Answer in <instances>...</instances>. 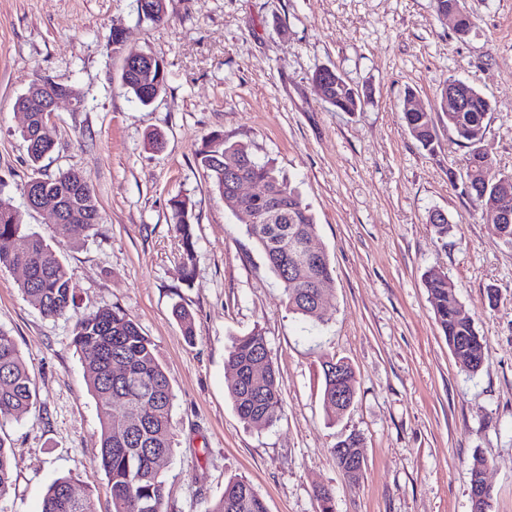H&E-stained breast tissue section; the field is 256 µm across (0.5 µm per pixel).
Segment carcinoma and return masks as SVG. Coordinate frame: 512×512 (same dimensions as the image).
Returning <instances> with one entry per match:
<instances>
[{"mask_svg":"<svg viewBox=\"0 0 512 512\" xmlns=\"http://www.w3.org/2000/svg\"><path fill=\"white\" fill-rule=\"evenodd\" d=\"M465 0H435L437 18L457 13L455 32L471 30L473 20L464 6ZM140 20L158 24L166 14L160 13L162 0H136ZM122 88L141 105L149 100L141 92L139 80L131 74L121 81ZM462 92L473 102L466 112L448 113V129L464 145L471 137L485 133L491 105L480 92L468 84ZM325 101L342 112H355L361 104L360 92L348 83L330 85ZM39 113H31L30 126L22 131L32 166L54 147L49 138L37 135ZM403 121L410 135L424 148L431 149L436 132L428 112H405ZM198 166L211 178L219 195L226 194L228 170L236 166L244 175L260 183L264 189L288 195L287 217L280 224H261L249 234L262 250L269 268L281 283L288 310L305 319L320 321L323 312L315 306L317 284L332 277L330 260L316 266L293 249L299 236L316 233L314 217L299 193L279 177L273 166L255 161L242 143H229L219 135L205 140L196 152ZM25 189L44 196L59 198L64 217L77 216L81 223L72 225L70 236L79 235L101 222L96 194L81 181L73 169L49 178L34 177ZM174 230L180 244V260L184 276L194 272V232L189 200H170ZM24 266L28 275L19 288L22 295L45 317L58 318L76 307V285L72 271L59 259L52 246L42 237L25 230L21 213L11 201L0 197V268ZM435 320L448 347L464 370L476 372L484 359V342L472 321L461 316L455 283L438 268L425 273ZM73 344L81 351L100 349L101 358L85 366L84 379L101 402L99 413L100 466L104 470L112 495L113 512H165L163 473L173 448V392L167 373L150 339L120 311L102 309L80 316L75 324ZM265 361V372H253L257 360ZM120 360L125 373L115 377L111 362ZM226 366L236 368V376L227 385L228 397L239 418L253 426H269L282 407L281 389L267 341L258 329L234 339ZM320 365L324 380L322 403L328 417L336 419V371L343 374L342 384L355 389V374L343 358L323 355ZM32 379L14 339L0 331V421L22 418L33 405ZM131 408L142 421L134 426L125 415L111 413V408ZM11 485V449L0 438V501ZM72 480L56 479L48 488L41 512H95L94 500L85 495L76 500L67 496ZM206 512H267L264 500L244 478H231L222 496L210 504Z\"/></svg>","mask_w":512,"mask_h":512,"instance_id":"cac0c4a2","label":"carcinoma"}]
</instances>
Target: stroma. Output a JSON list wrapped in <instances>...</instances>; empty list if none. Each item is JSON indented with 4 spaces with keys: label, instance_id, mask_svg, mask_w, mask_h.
<instances>
[{
    "label": "stroma",
    "instance_id": "1",
    "mask_svg": "<svg viewBox=\"0 0 512 512\" xmlns=\"http://www.w3.org/2000/svg\"><path fill=\"white\" fill-rule=\"evenodd\" d=\"M475 19L461 37L433 0H167L158 25L135 0H0V196L28 231L73 271L77 308L43 317L21 294L19 269L0 270V329L32 376L36 400L0 424L12 445V485L0 512H41L48 485L69 477L112 512L97 463L99 403L73 344L78 316L114 309L153 342L170 378L174 445L166 512H206L229 478L247 479L268 512H318L330 487L335 512H471L470 468L486 461L488 512H512V246L461 191L467 148L456 141L440 91L453 79L490 101L483 148L490 178L512 174V0H466ZM125 50L150 52L167 88L142 106L121 87L108 54L113 27ZM331 67L365 98L340 112L312 77ZM79 88L81 111L60 103L53 151L38 172L79 171L102 221L62 236L49 212L27 209L33 172L16 99L35 76ZM413 93L435 123L425 149L403 121ZM160 132L161 149L148 143ZM248 146L301 193L316 243L334 268L323 319L289 312L281 285L195 158L211 134ZM192 205L195 273L184 279L171 198ZM445 213L446 237L428 215ZM446 272L462 315L484 339L465 371L438 327L425 273ZM188 309L194 342L172 314ZM261 329L279 372L282 409L270 426L243 423L227 397L233 338ZM348 360L357 395L336 421L322 407L320 355ZM364 439L365 466L349 482L333 447Z\"/></svg>",
    "mask_w": 512,
    "mask_h": 512
}]
</instances>
